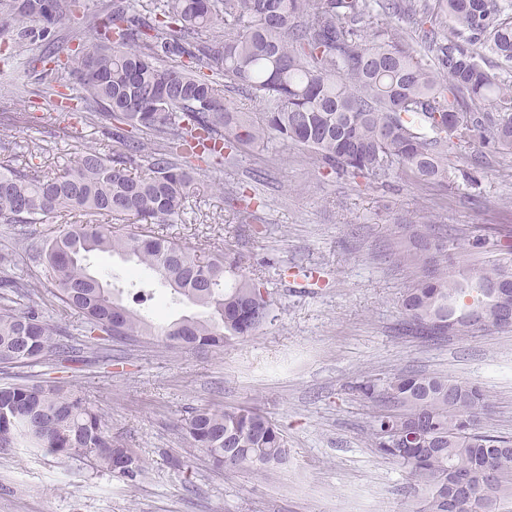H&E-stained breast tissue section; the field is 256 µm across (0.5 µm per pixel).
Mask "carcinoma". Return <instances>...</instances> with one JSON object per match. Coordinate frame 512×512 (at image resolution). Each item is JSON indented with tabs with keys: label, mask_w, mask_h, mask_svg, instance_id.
<instances>
[{
	"label": "carcinoma",
	"mask_w": 512,
	"mask_h": 512,
	"mask_svg": "<svg viewBox=\"0 0 512 512\" xmlns=\"http://www.w3.org/2000/svg\"><path fill=\"white\" fill-rule=\"evenodd\" d=\"M383 14L415 18L431 54L426 62L395 28L370 32L372 0H109L80 11L79 0H0V35L27 56L45 92L75 83L79 111L92 122L101 111L129 127L112 133L110 155L85 149L60 173L0 164V220L43 224L80 216L66 232L28 247L55 288L62 310L80 316L86 348L114 337L157 334L173 346L222 347L252 335L271 317L261 279L242 272L222 250L199 254L148 228L175 224L197 189L198 163L221 165L243 146L269 139L306 149L315 166L336 177L383 181L402 176L417 184L448 179L450 158L467 150L472 170L512 151V80L481 64L484 53L512 73V12L502 0H381ZM448 15L450 35L436 31ZM69 18L74 38L97 34L90 46H34ZM229 83L262 107L260 116L227 101ZM134 219L122 233L96 217ZM112 254L150 269L201 313L156 324L131 308L90 270V259ZM442 237L423 235L402 256L422 274L401 308L409 330L423 338L469 335L460 322L448 329V305L461 312L491 300L494 289L512 302V266L457 278L439 257ZM38 293L22 276L0 278V365L32 369L69 360L66 332L40 315ZM455 391L448 399V389ZM387 405L372 424L379 454L408 470L418 495L415 512H448V475L475 473L474 497L458 512H512V440L481 430L483 391L469 382L400 372L384 393L360 386ZM419 428L426 439L397 448L390 436ZM194 448L220 467L256 471L288 463L280 429L249 407H204L185 424ZM24 445L62 460L84 459L114 473L112 457L132 449L112 437L105 418L84 394L50 378L0 385V448Z\"/></svg>",
	"instance_id": "cac0c4a2"
}]
</instances>
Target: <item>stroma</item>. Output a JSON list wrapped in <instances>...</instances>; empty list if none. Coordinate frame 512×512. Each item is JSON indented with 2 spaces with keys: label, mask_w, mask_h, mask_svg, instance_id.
Here are the masks:
<instances>
[{
  "label": "stroma",
  "mask_w": 512,
  "mask_h": 512,
  "mask_svg": "<svg viewBox=\"0 0 512 512\" xmlns=\"http://www.w3.org/2000/svg\"><path fill=\"white\" fill-rule=\"evenodd\" d=\"M0 82L12 89L0 99V141H11L17 168L59 172L86 148L111 152L105 116L91 125L63 116L68 135L46 132L35 75L1 39ZM452 164L444 186L394 177L364 187L322 175L301 148L272 142L204 168L181 223L154 230L239 256L273 301L270 321L221 348L115 339L111 365L49 369L83 391L142 470L128 480L31 448L0 449V512H411L406 469L370 445L380 405L356 390L366 379L384 388L400 371L479 385L484 431L512 437V329L425 339L407 331L401 310L419 274L401 259L412 230L443 235L453 271L512 264V251L494 244L495 230H512V153L490 158L472 181L461 174L466 155ZM235 187L259 205L227 199L225 189ZM63 230L0 221V252L7 272L27 276L46 314L70 331L77 315L58 307L19 242L24 233L38 239ZM477 237L484 247H472ZM239 405L280 426L286 466L218 469L192 448L183 427L195 409Z\"/></svg>",
  "instance_id": "35a3bbf8"
}]
</instances>
